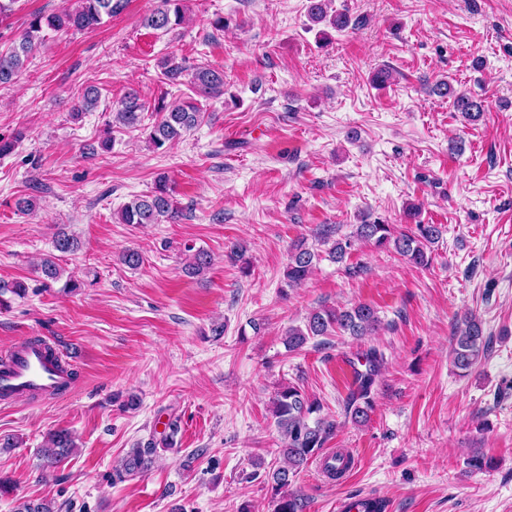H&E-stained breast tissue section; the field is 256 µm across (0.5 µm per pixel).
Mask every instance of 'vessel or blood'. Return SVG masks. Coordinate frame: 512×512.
<instances>
[{
  "mask_svg": "<svg viewBox=\"0 0 512 512\" xmlns=\"http://www.w3.org/2000/svg\"><path fill=\"white\" fill-rule=\"evenodd\" d=\"M65 379L61 364L48 358L42 347L20 344L13 350L9 367L0 371V393L10 398L50 395Z\"/></svg>",
  "mask_w": 512,
  "mask_h": 512,
  "instance_id": "vessel-or-blood-1",
  "label": "vessel or blood"
}]
</instances>
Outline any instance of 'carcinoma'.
Segmentation results:
<instances>
[{"instance_id": "carcinoma-1", "label": "carcinoma", "mask_w": 512, "mask_h": 512, "mask_svg": "<svg viewBox=\"0 0 512 512\" xmlns=\"http://www.w3.org/2000/svg\"><path fill=\"white\" fill-rule=\"evenodd\" d=\"M76 7L52 15H35L28 22L23 34L5 53H0V85L13 83L19 71L29 60L38 43L43 40L42 32L50 29L55 32L69 30L82 31L95 28L119 13L125 6V0H75ZM308 18L316 24H324L334 31L342 32L349 27H358L359 20H352L344 11L331 10L329 0H308ZM186 20V0H159V4L145 18L144 25L156 31L171 32L182 26ZM164 80L175 83L180 80L185 68L175 59L167 58L160 62ZM191 86L195 93L207 98L224 95V71L211 68H198L193 73ZM433 92L452 100L455 111L468 121L477 122L482 118V104L471 96L459 93L446 80H440L433 86ZM100 99L96 86H88L81 93L80 100L74 106L75 113L93 110ZM146 110L139 93L133 89L124 93L117 102L115 119L124 128H136L140 125L141 115ZM154 111L161 118L151 128L148 139L156 148L171 145L182 139L199 125L203 112L194 98L170 106L159 102ZM179 217V208L174 201L166 181L158 180L149 194L137 195L123 205L119 220L123 224H162L171 223ZM335 229L324 227L318 240L331 244L329 257L335 262L342 261L350 253L353 240L371 242L378 248H393L397 254L416 266L429 265L425 248L436 243L442 236L439 224H421L405 231L396 232L393 225L380 219L364 220L357 225L355 235L332 239ZM56 251L67 254L78 250L79 242L74 236L60 230L54 237ZM185 251L191 253V259L185 266V272L198 276L209 269L211 257L204 250H193L188 245ZM319 253L299 241L293 245L286 277L293 286L304 281L310 274ZM381 320L377 310L367 304H357L350 308H316L307 316L304 325L292 326L286 332L285 343L288 349L298 350L309 338L329 336L339 330L351 336H367L375 332ZM487 351L483 322L472 313H466L456 319L452 363L462 374L470 372ZM384 361L383 354L373 348L366 351L360 363L362 370L354 371L353 388L345 403V415L355 424L362 425L370 418L373 410L372 391L375 379ZM320 403L310 397L298 385L288 384L279 387L272 398V416L281 435L282 445L278 455L283 464L268 471L274 495V512H303L302 497L288 491L294 476L309 461L320 456L323 448L336 431V422L316 416ZM179 431L178 419L166 424V431L157 442L147 448H133L126 455L121 467L112 472V481L124 482L141 473L151 463V454L156 445L169 448ZM75 442L72 434L65 430H55L47 434L40 455L45 464L58 465L67 459Z\"/></svg>"}]
</instances>
